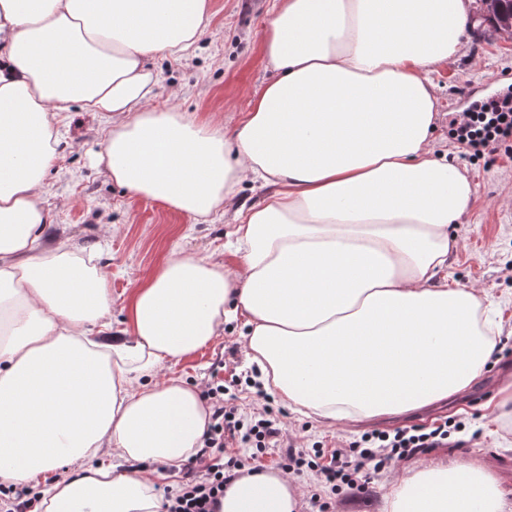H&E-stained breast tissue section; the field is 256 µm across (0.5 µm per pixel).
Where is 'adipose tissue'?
I'll return each instance as SVG.
<instances>
[{"instance_id":"obj_1","label":"adipose tissue","mask_w":512,"mask_h":512,"mask_svg":"<svg viewBox=\"0 0 512 512\" xmlns=\"http://www.w3.org/2000/svg\"><path fill=\"white\" fill-rule=\"evenodd\" d=\"M209 0H0V484L36 512H161L159 466L211 423L197 386L163 375L241 327L245 362L293 412L390 420L469 392L494 350L476 289L448 281L473 186L436 156L429 75L468 36L464 0H278L264 31L277 77L237 120L152 107L151 57L191 54ZM107 125L96 165L196 220L233 209L234 266L173 253L139 278L124 327L93 253L44 246L46 173L63 112ZM287 473L238 471L220 512H298ZM460 462L409 470L384 512H506Z\"/></svg>"}]
</instances>
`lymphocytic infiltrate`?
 Returning <instances> with one entry per match:
<instances>
[{
	"mask_svg": "<svg viewBox=\"0 0 512 512\" xmlns=\"http://www.w3.org/2000/svg\"><path fill=\"white\" fill-rule=\"evenodd\" d=\"M451 137L463 149L496 152L503 139L512 137V96L482 103L465 113L454 124ZM241 383L235 376L228 382H214L205 391L212 414L204 446L190 458L177 486L165 490L162 512H216L234 472L259 468L267 450L281 446V428L272 408L258 416L244 415L226 400L229 387ZM447 439L444 423L426 432H372L352 442L345 452L336 448L312 452L287 449L280 466L298 474L314 472L322 486L336 492L344 485L357 487L369 472L380 471L393 461L443 446Z\"/></svg>",
	"mask_w": 512,
	"mask_h": 512,
	"instance_id": "1",
	"label": "lymphocytic infiltrate"
}]
</instances>
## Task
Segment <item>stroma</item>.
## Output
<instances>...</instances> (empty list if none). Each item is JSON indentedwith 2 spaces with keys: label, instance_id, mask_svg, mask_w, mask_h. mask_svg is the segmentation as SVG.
Returning <instances> with one entry per match:
<instances>
[{
  "label": "stroma",
  "instance_id": "1",
  "mask_svg": "<svg viewBox=\"0 0 512 512\" xmlns=\"http://www.w3.org/2000/svg\"><path fill=\"white\" fill-rule=\"evenodd\" d=\"M471 33L455 62L431 74L437 97L433 139L437 151L448 152L466 168L474 186L473 203L462 223L452 225L457 248L448 259V274L461 288L474 287L491 301L500 324L495 354L481 381L466 395L431 409L412 413L399 428L448 423V443L422 458H406L371 474L359 488H343L330 499L329 512H384L390 481L418 464H450L464 460L484 467L512 502V417L500 418V389L512 381V139L491 156H474L458 148L448 121L482 84L512 88V39L499 35L476 17V0H466ZM275 0H211V22L199 48L180 59H158L154 106L177 104L181 111L207 121L220 116L243 117L249 101L263 85L276 79L268 68L263 34ZM105 123L96 114L72 106L64 113L61 161L48 174L47 199L55 218L41 240H69L78 248L98 252L112 274V323L121 327L136 280L173 252H204L230 264L224 250L232 231L230 217L215 215L195 222L169 204L135 196L110 180L91 158L100 147ZM237 328L225 327L206 347L162 372L206 389L214 377L238 371L243 353ZM285 441L296 448H346L370 424L327 427L300 417L274 402Z\"/></svg>",
  "mask_w": 512,
  "mask_h": 512
}]
</instances>
